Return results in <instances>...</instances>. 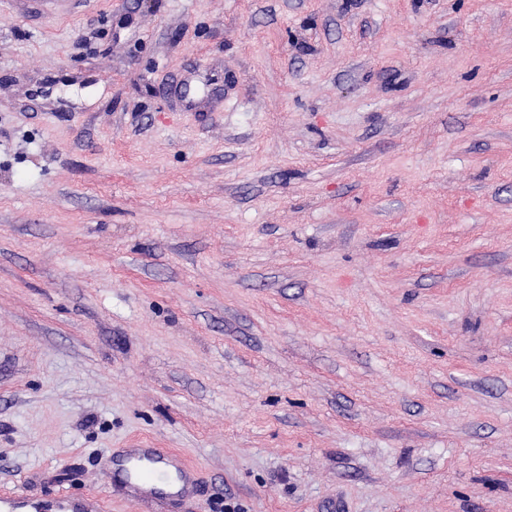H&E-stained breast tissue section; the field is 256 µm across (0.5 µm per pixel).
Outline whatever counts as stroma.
Listing matches in <instances>:
<instances>
[{"mask_svg":"<svg viewBox=\"0 0 512 512\" xmlns=\"http://www.w3.org/2000/svg\"><path fill=\"white\" fill-rule=\"evenodd\" d=\"M512 512V0H0V496ZM116 478L130 489L126 500L132 505L147 498H179L187 485L185 469L175 458L162 455L155 448H127L112 456V469L105 473L106 490Z\"/></svg>","mask_w":512,"mask_h":512,"instance_id":"stroma-1","label":"stroma"}]
</instances>
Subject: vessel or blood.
<instances>
[{
  "label": "vessel or blood",
  "mask_w": 512,
  "mask_h": 512,
  "mask_svg": "<svg viewBox=\"0 0 512 512\" xmlns=\"http://www.w3.org/2000/svg\"><path fill=\"white\" fill-rule=\"evenodd\" d=\"M121 479L129 488V503L147 498L181 497L187 484V473L176 459L158 453L152 448H129L112 458V468L106 481ZM95 497L77 498L60 492L56 499L57 512H94Z\"/></svg>",
  "instance_id": "obj_1"
}]
</instances>
